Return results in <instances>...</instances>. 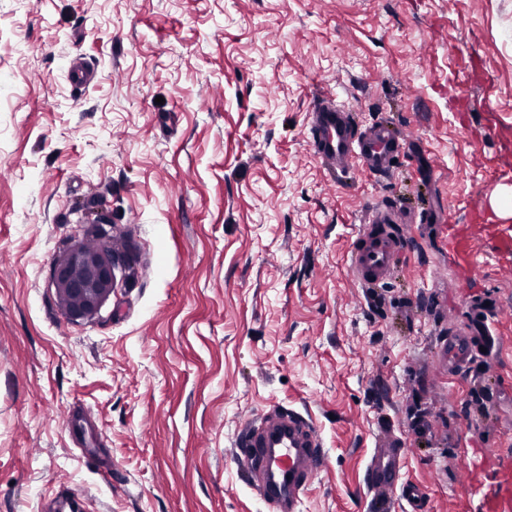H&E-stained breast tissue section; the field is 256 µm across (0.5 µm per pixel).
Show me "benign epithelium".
Wrapping results in <instances>:
<instances>
[{
  "label": "benign epithelium",
  "instance_id": "1",
  "mask_svg": "<svg viewBox=\"0 0 512 512\" xmlns=\"http://www.w3.org/2000/svg\"><path fill=\"white\" fill-rule=\"evenodd\" d=\"M108 224H99L96 246H83L68 255L53 272L52 284L75 317L96 313L116 288L115 269L123 264L106 245Z\"/></svg>",
  "mask_w": 512,
  "mask_h": 512
}]
</instances>
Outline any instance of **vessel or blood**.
Instances as JSON below:
<instances>
[{
	"label": "vessel or blood",
	"mask_w": 512,
	"mask_h": 512,
	"mask_svg": "<svg viewBox=\"0 0 512 512\" xmlns=\"http://www.w3.org/2000/svg\"><path fill=\"white\" fill-rule=\"evenodd\" d=\"M310 144L313 153L330 171L343 170L349 162L358 160L376 175L388 172L403 149L400 138L386 125L357 133L349 113L329 103L314 108ZM402 220L401 213L393 206L384 204L372 210L369 224L351 253V270L364 286L386 280L397 257L409 250V240L389 229L390 224ZM449 244L462 265L473 267V246L467 229L455 230ZM468 356L467 337L462 334L449 337V367L463 368ZM250 447L260 475L258 496L272 512H299L308 475L323 465L324 452L316 440L314 428L298 416L274 414L262 431L252 436ZM404 454L403 439L382 432L368 465L369 479L376 496L387 497L396 489L414 508L422 498V491L416 485L399 480ZM484 512H512L511 473L503 474L499 490L486 500Z\"/></svg>",
	"instance_id": "1"
}]
</instances>
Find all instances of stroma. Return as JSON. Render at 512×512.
Returning a JSON list of instances; mask_svg holds the SVG:
<instances>
[{"mask_svg":"<svg viewBox=\"0 0 512 512\" xmlns=\"http://www.w3.org/2000/svg\"><path fill=\"white\" fill-rule=\"evenodd\" d=\"M326 97L406 137L391 176L317 161ZM504 186L512 0H0V512H269L237 444L272 409L326 452L300 512H373L382 427L421 512H481L512 470V222L473 274L448 227ZM384 202L420 221L366 288ZM101 215L125 265L77 319L51 276ZM412 223L390 205H381L372 210L368 226L365 227L358 245L351 253V270L365 286L370 287L386 280L397 257L410 249V241L388 230L385 224ZM454 335L448 338V369H461L468 362V339L465 334Z\"/></svg>","mask_w":512,"mask_h":512,"instance_id":"obj_1","label":"stroma"}]
</instances>
